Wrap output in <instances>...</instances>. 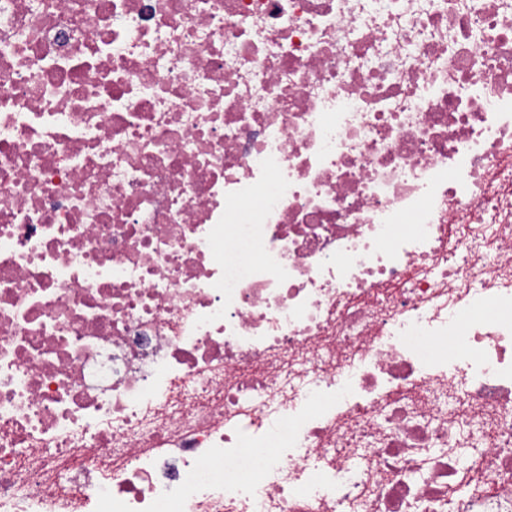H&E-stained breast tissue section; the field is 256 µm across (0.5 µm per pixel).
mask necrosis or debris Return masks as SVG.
<instances>
[{
    "instance_id": "obj_1",
    "label": "necrosis or debris",
    "mask_w": 512,
    "mask_h": 512,
    "mask_svg": "<svg viewBox=\"0 0 512 512\" xmlns=\"http://www.w3.org/2000/svg\"><path fill=\"white\" fill-rule=\"evenodd\" d=\"M0 512H512V0H0Z\"/></svg>"
}]
</instances>
